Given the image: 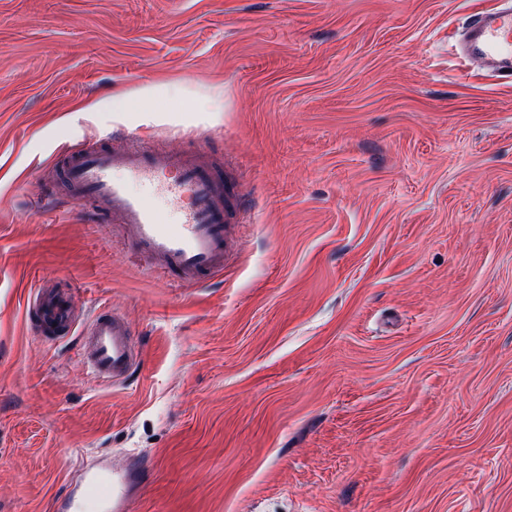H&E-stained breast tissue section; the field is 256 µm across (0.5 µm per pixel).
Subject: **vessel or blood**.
<instances>
[{
	"mask_svg": "<svg viewBox=\"0 0 512 512\" xmlns=\"http://www.w3.org/2000/svg\"><path fill=\"white\" fill-rule=\"evenodd\" d=\"M465 55L491 63L512 76V11L475 17L468 31ZM64 181L67 199L89 206L117 224L128 247L150 270L192 286L211 282L224 273L238 248L239 206L225 184L212 154L203 148L186 150L181 139L158 148L134 137L115 149L69 152ZM186 196L185 206L165 210L155 205L159 191ZM33 307L42 334L72 330L73 302L48 283H40ZM80 361L101 383H123L139 364L134 328L123 314L101 308L79 333ZM140 466L98 463L82 468L72 492L56 502V512H81L90 501L102 512H128Z\"/></svg>",
	"mask_w": 512,
	"mask_h": 512,
	"instance_id": "1",
	"label": "vessel or blood"
}]
</instances>
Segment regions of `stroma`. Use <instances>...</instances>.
I'll list each match as a JSON object with an SVG mask.
<instances>
[{
  "instance_id": "1",
  "label": "stroma",
  "mask_w": 512,
  "mask_h": 512,
  "mask_svg": "<svg viewBox=\"0 0 512 512\" xmlns=\"http://www.w3.org/2000/svg\"><path fill=\"white\" fill-rule=\"evenodd\" d=\"M506 6L0 0V512L130 455L131 512H512V77L460 52ZM126 133L223 156V277L177 286L39 204ZM42 277L129 317L123 386L35 335Z\"/></svg>"
}]
</instances>
